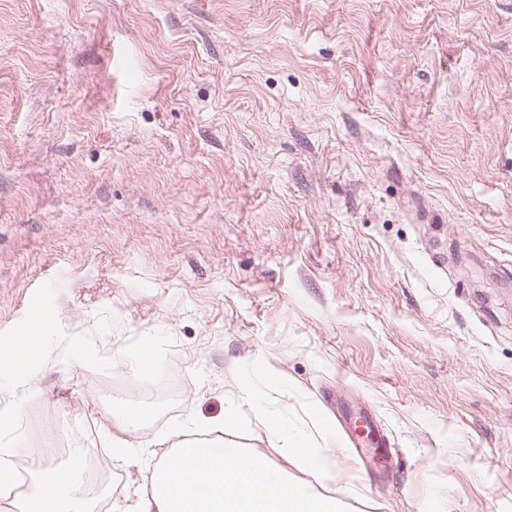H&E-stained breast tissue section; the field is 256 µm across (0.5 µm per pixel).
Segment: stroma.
Instances as JSON below:
<instances>
[{
  "instance_id": "35a3bbf8",
  "label": "stroma",
  "mask_w": 512,
  "mask_h": 512,
  "mask_svg": "<svg viewBox=\"0 0 512 512\" xmlns=\"http://www.w3.org/2000/svg\"><path fill=\"white\" fill-rule=\"evenodd\" d=\"M249 385L328 429L331 475L249 453L350 512H512V0H0L9 462L82 446L85 493L132 512L167 432ZM50 325L51 320L47 315L37 313L36 318L29 323L28 331L23 336H18L13 349V354L19 362V368L15 375V386L21 389L22 394L26 397L39 393L38 386L28 373V364L42 355V334ZM350 422L353 424V431L351 432L352 444L356 448L361 446L363 439H366L369 443L374 444L376 447H379L381 444H383V438L369 415L366 413L359 414V416L355 417ZM361 424H366L369 428L368 436L365 438H362L358 433V429L360 428Z\"/></svg>"
}]
</instances>
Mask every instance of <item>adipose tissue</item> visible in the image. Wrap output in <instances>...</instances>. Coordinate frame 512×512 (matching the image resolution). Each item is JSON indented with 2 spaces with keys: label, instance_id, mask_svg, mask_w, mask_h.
<instances>
[{
  "label": "adipose tissue",
  "instance_id": "1",
  "mask_svg": "<svg viewBox=\"0 0 512 512\" xmlns=\"http://www.w3.org/2000/svg\"><path fill=\"white\" fill-rule=\"evenodd\" d=\"M50 325L47 315L37 314L13 349L19 362L15 386L28 397L39 392L28 365L41 356L42 334ZM261 402V394L247 387L225 404L223 418L191 419L186 428L176 429L177 451L151 472L135 512H345L342 499L293 482L280 467L243 453L239 442L228 438L243 406ZM260 420L267 441L284 458L316 471L329 468L326 458L316 456L311 435L289 430L284 420L267 411ZM85 454V449H75L66 465L41 469L20 512H93L82 490Z\"/></svg>",
  "mask_w": 512,
  "mask_h": 512
}]
</instances>
